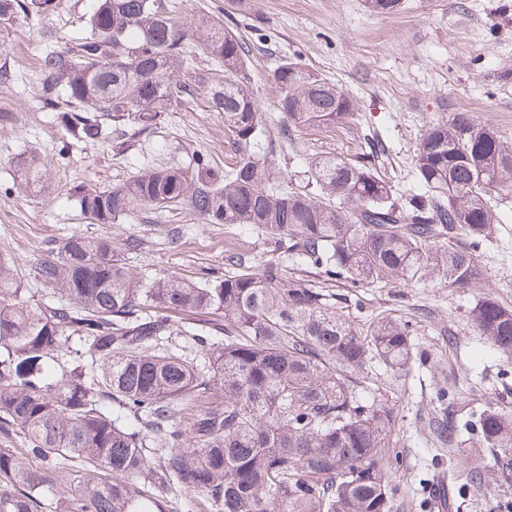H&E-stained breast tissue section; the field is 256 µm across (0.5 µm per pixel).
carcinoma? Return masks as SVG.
Here are the masks:
<instances>
[{"label": "carcinoma", "instance_id": "1", "mask_svg": "<svg viewBox=\"0 0 512 512\" xmlns=\"http://www.w3.org/2000/svg\"><path fill=\"white\" fill-rule=\"evenodd\" d=\"M50 0H0V41ZM200 49L224 66L210 88L236 152L226 171L198 152L191 168H149L123 183L76 190L93 224L150 208L186 209L208 224L245 225L328 283L363 288L438 277L465 288L512 195V145L467 112L430 126L401 192L372 159L316 154L307 182L283 183L259 147L272 143L252 88L246 42L201 18ZM187 29L166 0H97L84 32L41 57L39 98L78 142L158 124L184 101ZM284 131L352 120L348 93L297 57L273 74ZM13 188L48 180L36 156L15 161ZM105 237L73 233L33 266L53 291L34 299L0 258V512H391L382 465L393 411L364 402L353 373L368 357L412 358L408 326L377 315L357 327L329 294L231 250L232 271L200 282L137 270ZM213 315L201 329L175 321ZM479 335L512 358V310L493 298L469 312ZM464 428L512 455V413L487 407ZM65 489H60V486ZM179 489L198 494L195 506Z\"/></svg>", "mask_w": 512, "mask_h": 512}]
</instances>
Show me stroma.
<instances>
[{
  "mask_svg": "<svg viewBox=\"0 0 512 512\" xmlns=\"http://www.w3.org/2000/svg\"><path fill=\"white\" fill-rule=\"evenodd\" d=\"M54 11L20 18L0 66L15 75L0 83V257L12 259L31 279L45 249L72 232L111 238L122 246L136 237L142 247L129 262L159 276L195 281L223 276L224 256L234 248L258 264L268 246L257 231L207 224L185 211L148 210L120 224L82 219L72 195L77 185L122 183L146 167H188L193 155L231 165L234 150L224 136V117L205 90L219 67L193 51L183 73L196 94L165 113L160 124L133 136L130 147L114 141L73 144L59 113L43 109L37 86L45 51L41 32H57V48L78 37L94 0H57ZM175 16L194 27L201 16L223 18L250 50L251 86L268 117L276 148L269 161L286 179L301 182L305 161L317 153L351 159L366 143L385 147L377 166L392 182L412 181V157L428 126L455 112L497 129L512 144V0H400L395 13L374 11L370 0H168ZM300 54L355 103L349 123L282 134L278 90L272 74L282 59ZM32 154L50 164L44 187L12 192L16 159ZM484 252V277L467 288L440 279L391 281L367 288L335 282L336 310L355 325L383 313L408 323L426 363L387 368L366 361L355 377L368 402L393 410L398 426L383 452L395 487L392 512H422L436 476H452L450 512H512V455L485 447L478 434L440 440L432 423L443 415L469 418L486 407L512 411V366L476 332L469 311L490 296L512 309V199L500 211ZM446 400H438V392Z\"/></svg>",
  "mask_w": 512,
  "mask_h": 512,
  "instance_id": "stroma-1",
  "label": "stroma"
}]
</instances>
